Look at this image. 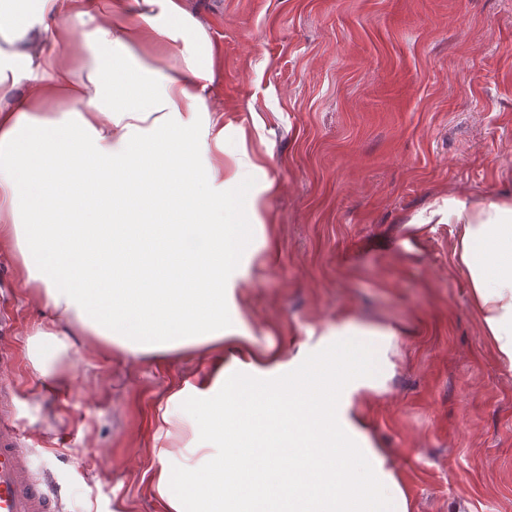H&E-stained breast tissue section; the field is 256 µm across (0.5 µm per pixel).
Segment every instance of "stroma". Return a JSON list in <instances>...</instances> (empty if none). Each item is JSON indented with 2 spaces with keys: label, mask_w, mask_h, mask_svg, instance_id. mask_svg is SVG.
I'll use <instances>...</instances> for the list:
<instances>
[{
  "label": "stroma",
  "mask_w": 512,
  "mask_h": 512,
  "mask_svg": "<svg viewBox=\"0 0 512 512\" xmlns=\"http://www.w3.org/2000/svg\"><path fill=\"white\" fill-rule=\"evenodd\" d=\"M223 55L211 95L224 151L238 129L268 179L265 248L234 298L259 345L351 320L401 330L393 374L363 412L410 512H512V373L453 262L454 227L409 229L454 194H512V0H188ZM46 318L0 258V379L62 512H162L149 489L159 403L206 369L193 352L82 350L46 392Z\"/></svg>",
  "instance_id": "1"
}]
</instances>
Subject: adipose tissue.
<instances>
[{
    "label": "adipose tissue",
    "mask_w": 512,
    "mask_h": 512,
    "mask_svg": "<svg viewBox=\"0 0 512 512\" xmlns=\"http://www.w3.org/2000/svg\"><path fill=\"white\" fill-rule=\"evenodd\" d=\"M218 69L186 0L136 12L128 0H0V255L19 256L53 314L34 331L45 387L73 347L61 322L133 360L199 352L206 373L157 408L150 490L164 512H409L359 412L385 388L397 329L312 328L284 360L251 351L226 306V273H245L228 226L239 214L262 223L276 185L239 205L210 95ZM102 201L113 222L151 226L141 271L113 276ZM447 223L484 334L512 371V195H452L410 225ZM185 431L191 446L175 449Z\"/></svg>",
    "instance_id": "adipose-tissue-1"
}]
</instances>
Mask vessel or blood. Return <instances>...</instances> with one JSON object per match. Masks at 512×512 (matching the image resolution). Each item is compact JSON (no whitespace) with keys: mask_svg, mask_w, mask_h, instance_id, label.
Segmentation results:
<instances>
[{"mask_svg":"<svg viewBox=\"0 0 512 512\" xmlns=\"http://www.w3.org/2000/svg\"><path fill=\"white\" fill-rule=\"evenodd\" d=\"M0 512H58V500L33 471L12 398L0 385Z\"/></svg>","mask_w":512,"mask_h":512,"instance_id":"vessel-or-blood-1","label":"vessel or blood"}]
</instances>
